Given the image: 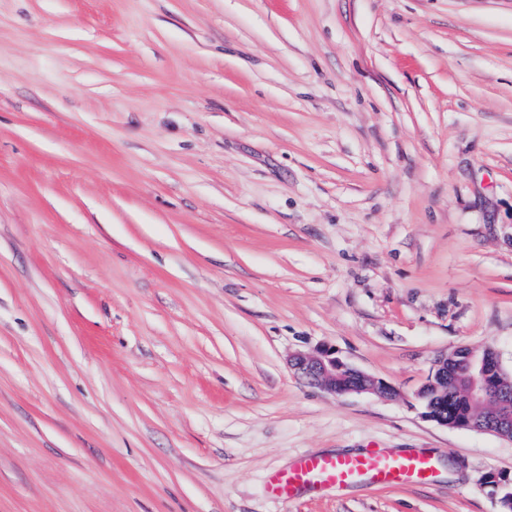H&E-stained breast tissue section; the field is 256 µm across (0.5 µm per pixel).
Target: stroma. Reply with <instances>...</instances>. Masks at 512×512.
<instances>
[{"label": "stroma", "instance_id": "35a3bbf8", "mask_svg": "<svg viewBox=\"0 0 512 512\" xmlns=\"http://www.w3.org/2000/svg\"><path fill=\"white\" fill-rule=\"evenodd\" d=\"M321 345L399 393L334 396ZM512 374V0H0V512H501L512 442L428 420ZM424 484L272 497L305 453ZM484 351L485 353L480 355L481 357L476 356L479 358L473 357L471 360H467L465 369L456 373L449 372L453 366V356L456 352L437 358L431 376L416 394L425 418L448 428L452 427L448 426V423L466 425L477 414V409L469 404L462 387L448 386V379L455 377L465 384L468 399L472 404L480 405L490 398L500 399L506 396L497 405V415L506 418L511 426L512 395L508 388L500 383L496 384L499 378L507 376L506 372H504L498 353L493 347H487ZM446 391L448 395L440 399L437 406L440 413L448 418L435 412L437 398ZM500 427L495 420H472L464 427L454 428L489 432L512 440V430L509 434H504Z\"/></svg>", "mask_w": 512, "mask_h": 512}]
</instances>
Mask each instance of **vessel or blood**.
Wrapping results in <instances>:
<instances>
[{
  "label": "vessel or blood",
  "instance_id": "1",
  "mask_svg": "<svg viewBox=\"0 0 512 512\" xmlns=\"http://www.w3.org/2000/svg\"><path fill=\"white\" fill-rule=\"evenodd\" d=\"M434 471L435 461L427 454H395L375 448L357 455L308 454L299 457L287 471L273 475L269 491L289 500L305 488L343 489L357 482L405 485L426 480Z\"/></svg>",
  "mask_w": 512,
  "mask_h": 512
}]
</instances>
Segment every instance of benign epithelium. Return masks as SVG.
<instances>
[{
  "label": "benign epithelium",
  "mask_w": 512,
  "mask_h": 512,
  "mask_svg": "<svg viewBox=\"0 0 512 512\" xmlns=\"http://www.w3.org/2000/svg\"><path fill=\"white\" fill-rule=\"evenodd\" d=\"M288 365L309 385L335 396L374 394L385 399L395 397V390L389 383L344 361L329 346L321 345L311 351L293 353L288 358ZM452 366L453 355L445 354L437 358L431 376L416 394L423 416L441 426H448V418L435 412V404L437 398L448 391V379L451 377L463 381L472 404L480 405L490 398L500 399L512 394L511 390L497 383V380L506 376V372L497 351L492 347L486 348L481 357L466 361L465 369L461 372L450 373ZM466 428L512 440V432L507 435L502 433L500 425L494 420H472ZM484 484L501 490L500 505L505 508L512 506V483L504 484L489 475Z\"/></svg>",
  "instance_id": "7a95c632"
}]
</instances>
